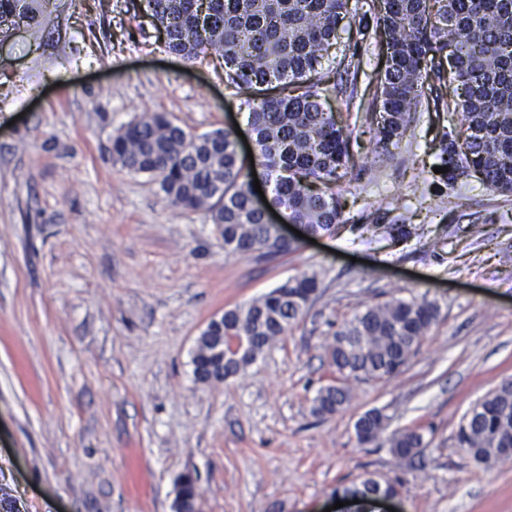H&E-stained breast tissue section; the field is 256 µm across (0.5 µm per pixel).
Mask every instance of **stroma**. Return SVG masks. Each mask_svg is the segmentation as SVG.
<instances>
[{"label":"stroma","instance_id":"stroma-1","mask_svg":"<svg viewBox=\"0 0 512 512\" xmlns=\"http://www.w3.org/2000/svg\"><path fill=\"white\" fill-rule=\"evenodd\" d=\"M59 26L0 40V503L12 512H172L197 478L202 512H325L337 486L397 482L400 512H512V460L476 464L456 445L463 415L512 379V194L474 176L439 181L447 119L419 107L382 153L364 106L381 58L346 20L363 62L346 116L372 163L343 188L347 221L271 259L229 255L206 211L171 206L112 140L167 114L202 134L239 126L241 99L216 54H168L134 0H56ZM400 242L367 232L391 198ZM479 225L482 235L469 231ZM316 275L303 315L240 375L202 383L197 336L290 278ZM440 311L397 376L349 381L340 412L311 413L334 373L325 346L363 305ZM420 429L408 459L359 445L354 423ZM176 489L182 506L186 512H195L199 508L196 499V478L191 474H184L176 482Z\"/></svg>","mask_w":512,"mask_h":512}]
</instances>
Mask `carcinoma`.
<instances>
[{"label": "carcinoma", "mask_w": 512, "mask_h": 512, "mask_svg": "<svg viewBox=\"0 0 512 512\" xmlns=\"http://www.w3.org/2000/svg\"><path fill=\"white\" fill-rule=\"evenodd\" d=\"M165 50L192 62L213 51L224 58L227 83L243 96L255 136L254 167L270 183L269 204L287 212L311 234L331 233L346 223L340 187L357 167L350 137L324 107L339 97L340 75L357 77L360 62L336 61L330 80L323 61L338 44L349 0H146ZM54 0H0V37L22 25L55 24ZM359 30L386 55L371 104L383 147L398 144L422 99L445 105L461 131L444 134L441 174L454 186L459 176H479L488 187L512 194V0H364ZM122 168L144 173L165 200L183 210H204L228 254L275 258L297 249L281 241L253 200L252 168L240 159L229 129L193 135L163 113L125 126L112 140ZM393 241L414 234L405 224H368ZM318 288L314 275L294 278L245 309L224 312V333L248 336L251 348L224 358L205 356L213 339L197 337L193 374L201 382L239 375L302 315ZM439 316L425 300H390L366 305L336 328L326 353L344 382L322 387L311 413L324 417L350 400L346 380H381L401 372ZM361 445L378 442L383 416L368 410L354 424ZM458 447L486 467L512 458V380L503 381L464 415ZM400 459L418 453L424 436L405 429L388 438ZM176 489L185 512H196V478L184 474ZM397 484L366 478L338 487L346 497L394 495Z\"/></svg>", "instance_id": "obj_1"}]
</instances>
